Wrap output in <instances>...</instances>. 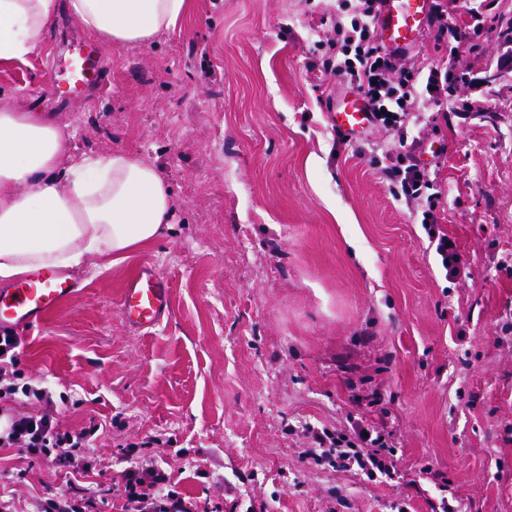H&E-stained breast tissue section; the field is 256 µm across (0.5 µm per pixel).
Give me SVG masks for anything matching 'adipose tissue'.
Wrapping results in <instances>:
<instances>
[{"mask_svg":"<svg viewBox=\"0 0 512 512\" xmlns=\"http://www.w3.org/2000/svg\"><path fill=\"white\" fill-rule=\"evenodd\" d=\"M189 0H0V61H23L66 10L116 47L150 44ZM172 189L148 159L75 154L64 128L28 104L0 106V283L38 267L111 266L173 222Z\"/></svg>","mask_w":512,"mask_h":512,"instance_id":"1","label":"adipose tissue"}]
</instances>
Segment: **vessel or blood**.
Segmentation results:
<instances>
[{
    "instance_id": "vessel-or-blood-1",
    "label": "vessel or blood",
    "mask_w": 512,
    "mask_h": 512,
    "mask_svg": "<svg viewBox=\"0 0 512 512\" xmlns=\"http://www.w3.org/2000/svg\"><path fill=\"white\" fill-rule=\"evenodd\" d=\"M376 31L380 41L391 50L403 49L416 40L430 11L429 0H381ZM67 81L50 80L55 93L84 96L102 88L108 73L103 53L97 44L85 46L66 65ZM331 122L337 132L351 140L362 138L371 126L369 105L361 92L351 90L336 106ZM77 280L58 268L32 270L13 288L0 290V329H26L41 322L60 303L74 295ZM168 279L146 269L128 279L122 289L120 306L128 325L150 329L169 311Z\"/></svg>"
}]
</instances>
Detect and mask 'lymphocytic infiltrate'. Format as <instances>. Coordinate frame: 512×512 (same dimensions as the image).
Here are the masks:
<instances>
[{
	"mask_svg": "<svg viewBox=\"0 0 512 512\" xmlns=\"http://www.w3.org/2000/svg\"><path fill=\"white\" fill-rule=\"evenodd\" d=\"M340 7L349 11L351 18L349 23H336L335 30L345 33L354 54L331 63V71L364 94L372 111L373 125L402 126L425 87H433L437 92L443 90L441 73L433 70L424 78L418 70L398 66L397 52L387 50L375 35L378 0H342ZM383 174L394 195L409 200L421 198L433 187L426 170L412 162L403 167L384 168ZM19 344L14 331L0 330V400L20 394L40 403L42 410L37 415L8 419L0 429V447L39 456L59 472L85 470L97 424L74 432L62 431L49 390L12 380L11 369L17 363L15 351ZM389 453L382 437L366 434L364 425L360 424L349 436L326 430L314 432L306 455L316 461L336 457L342 468L371 477L375 472L387 470ZM168 481V474L159 470L157 464L139 461L125 475L123 512H191L181 497L168 490ZM104 498L100 488L73 484L46 498L38 512H102Z\"/></svg>",
	"mask_w": 512,
	"mask_h": 512,
	"instance_id": "obj_1",
	"label": "lymphocytic infiltrate"
}]
</instances>
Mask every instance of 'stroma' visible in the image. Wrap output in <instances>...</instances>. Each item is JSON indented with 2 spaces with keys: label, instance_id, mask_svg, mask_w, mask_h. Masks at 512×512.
Listing matches in <instances>:
<instances>
[{
  "label": "stroma",
  "instance_id": "1",
  "mask_svg": "<svg viewBox=\"0 0 512 512\" xmlns=\"http://www.w3.org/2000/svg\"><path fill=\"white\" fill-rule=\"evenodd\" d=\"M454 35L409 50L448 70L408 137L454 241L446 276L421 225L426 200L395 198L384 167L397 130L340 139L343 93L322 65L340 0H191L151 45L109 47L111 86L57 107L52 61L80 35L49 28L27 63L0 62V105L36 104L70 150L155 162L175 197L156 243L82 285L20 331L18 367L96 421L83 485L122 483L127 454L153 460L192 512H512V0H441ZM149 267L170 281L168 317L135 330L121 289ZM382 431L394 471L373 481L303 458L307 428ZM13 512L67 478L0 447Z\"/></svg>",
  "mask_w": 512,
  "mask_h": 512
}]
</instances>
